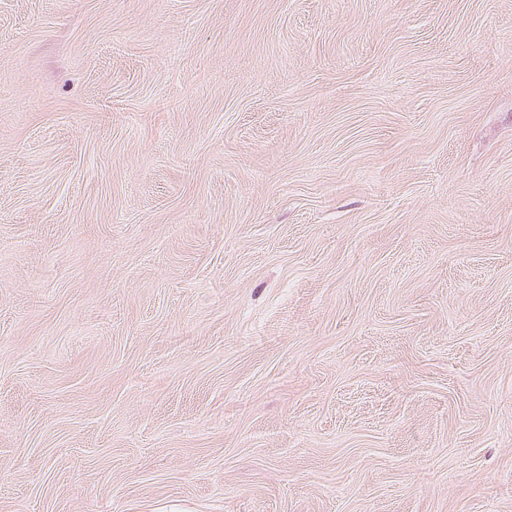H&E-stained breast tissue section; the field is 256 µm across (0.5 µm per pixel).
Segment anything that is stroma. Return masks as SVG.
<instances>
[{
    "label": "stroma",
    "instance_id": "obj_1",
    "mask_svg": "<svg viewBox=\"0 0 512 512\" xmlns=\"http://www.w3.org/2000/svg\"><path fill=\"white\" fill-rule=\"evenodd\" d=\"M0 512H512V0H0Z\"/></svg>",
    "mask_w": 512,
    "mask_h": 512
}]
</instances>
